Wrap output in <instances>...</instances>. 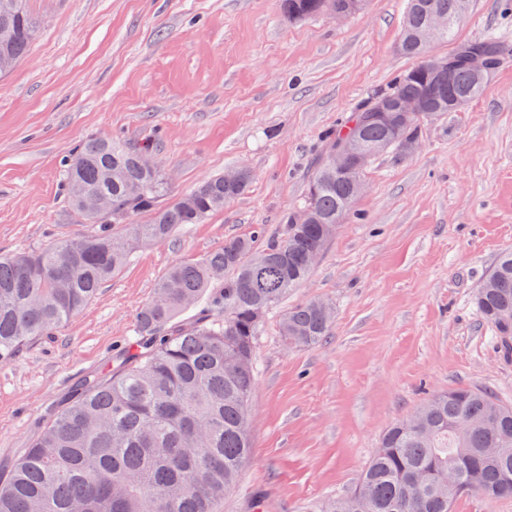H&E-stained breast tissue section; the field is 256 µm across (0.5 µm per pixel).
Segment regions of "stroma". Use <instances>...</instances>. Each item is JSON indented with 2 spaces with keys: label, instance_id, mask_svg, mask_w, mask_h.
Masks as SVG:
<instances>
[{
  "label": "stroma",
  "instance_id": "35a3bbf8",
  "mask_svg": "<svg viewBox=\"0 0 512 512\" xmlns=\"http://www.w3.org/2000/svg\"><path fill=\"white\" fill-rule=\"evenodd\" d=\"M39 31L0 78V252L91 232L70 210L65 164L83 142L153 144L174 192L248 167L242 195L205 223L140 246L63 327L0 363V471L30 448L85 378L135 337L172 262H195L306 194L323 134L384 91L406 0H368L343 22L288 20L279 0H26ZM512 44V0H470L459 40ZM353 216L311 277L267 313L249 403L252 455L224 512H305L351 491L383 431L459 386L512 402L474 294L512 249V57L460 111L424 122L419 147L373 163ZM335 306L329 336L291 348L286 307Z\"/></svg>",
  "mask_w": 512,
  "mask_h": 512
}]
</instances>
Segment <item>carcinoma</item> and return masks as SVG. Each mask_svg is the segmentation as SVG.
<instances>
[{
    "label": "carcinoma",
    "mask_w": 512,
    "mask_h": 512,
    "mask_svg": "<svg viewBox=\"0 0 512 512\" xmlns=\"http://www.w3.org/2000/svg\"><path fill=\"white\" fill-rule=\"evenodd\" d=\"M456 0H408L403 28L419 22L417 6L450 16ZM291 20L317 16L318 0H280ZM0 75L22 60L38 26L25 0H0ZM491 59L505 41L489 35L459 42ZM417 66L380 93L392 101L416 99L425 112L393 129L372 111L375 98L355 107L338 129L324 135L312 162L304 201L282 217V238L264 241L259 228L224 243L196 263L175 262L137 319L136 338L116 366L89 377L69 404L35 438L0 479V512H218L235 486L251 449L248 406L255 385V338L265 314L314 269L336 235L354 197L348 179L329 170L330 152L359 132L374 146L405 150L421 122L456 111V97L471 101L467 67L453 83ZM140 149L108 138L85 142L65 170L68 202L92 233L54 241L35 251L0 257V361L29 340L62 327L119 272L140 244L162 243L176 229L201 224L247 187L224 175L174 195L169 174ZM148 213V224H131ZM208 299L194 321L178 315ZM498 353L512 358V251L504 252L475 294ZM334 308L310 300L285 311L279 336L292 348L314 346L330 335ZM411 419L392 424L346 495L327 499L317 512H452L465 491L448 484H477L490 501L512 498V405L486 387H457L435 395Z\"/></svg>",
    "instance_id": "carcinoma-1"
}]
</instances>
